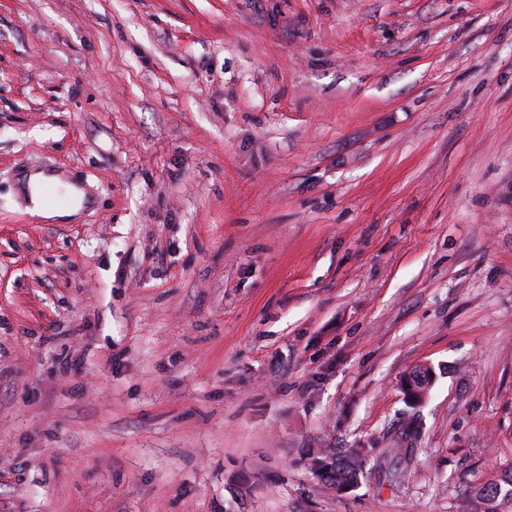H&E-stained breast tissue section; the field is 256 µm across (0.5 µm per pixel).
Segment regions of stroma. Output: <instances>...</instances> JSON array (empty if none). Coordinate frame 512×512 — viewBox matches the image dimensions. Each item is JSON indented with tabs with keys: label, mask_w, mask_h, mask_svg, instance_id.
Returning a JSON list of instances; mask_svg holds the SVG:
<instances>
[{
	"label": "stroma",
	"mask_w": 512,
	"mask_h": 512,
	"mask_svg": "<svg viewBox=\"0 0 512 512\" xmlns=\"http://www.w3.org/2000/svg\"><path fill=\"white\" fill-rule=\"evenodd\" d=\"M511 470L512 0H0V512H474ZM47 180H52L57 183L52 177L42 173L33 174L28 178V186L33 202L32 212L46 219H61L70 216L73 213L74 207H55L47 205L42 201L38 190L41 184ZM365 463L366 452L363 448H349L344 452L323 448L307 458L309 471L338 491L357 484L363 476Z\"/></svg>",
	"instance_id": "35a3bbf8"
}]
</instances>
